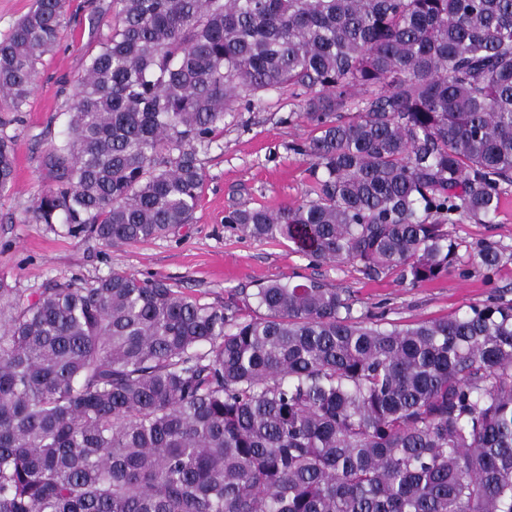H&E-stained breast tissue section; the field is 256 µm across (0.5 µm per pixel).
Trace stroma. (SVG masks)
I'll return each mask as SVG.
<instances>
[{
	"mask_svg": "<svg viewBox=\"0 0 512 512\" xmlns=\"http://www.w3.org/2000/svg\"><path fill=\"white\" fill-rule=\"evenodd\" d=\"M111 0H66L69 18L58 47L39 64L28 105L19 117L0 109V122L14 135L16 178L0 195V276L35 290L49 279L91 278L112 270L141 277H166L170 284L201 301L226 302L242 288L271 281L322 280L354 294L358 312L406 325L459 314L493 299L512 300V262L485 274L477 259L487 243L512 251V192L494 223L465 221L448 227L455 238L454 272L411 287L396 272L370 280L352 262L310 261L283 239L243 236L225 215L247 205L278 210L301 201L310 191V164L293 146L311 138L304 121L303 95L273 91L262 101L236 103L224 116L217 145L204 158L205 178L191 224L163 239L105 247L57 235L30 220L37 195L51 183L45 156L62 130L77 80L99 37L109 32Z\"/></svg>",
	"mask_w": 512,
	"mask_h": 512,
	"instance_id": "obj_1",
	"label": "stroma"
}]
</instances>
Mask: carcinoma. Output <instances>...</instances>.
Returning <instances> with one entry per match:
<instances>
[{
  "mask_svg": "<svg viewBox=\"0 0 512 512\" xmlns=\"http://www.w3.org/2000/svg\"><path fill=\"white\" fill-rule=\"evenodd\" d=\"M30 209L106 247L191 223L224 114L309 90L310 195L224 217L315 262L455 270L512 186V0H112ZM64 0L0 39L22 112ZM0 128V194L15 174ZM494 273L512 253L484 245ZM271 280L206 303L126 272L0 277V512H512V302L390 326ZM253 314H242V308Z\"/></svg>",
  "mask_w": 512,
  "mask_h": 512,
  "instance_id": "obj_1",
  "label": "carcinoma"
}]
</instances>
